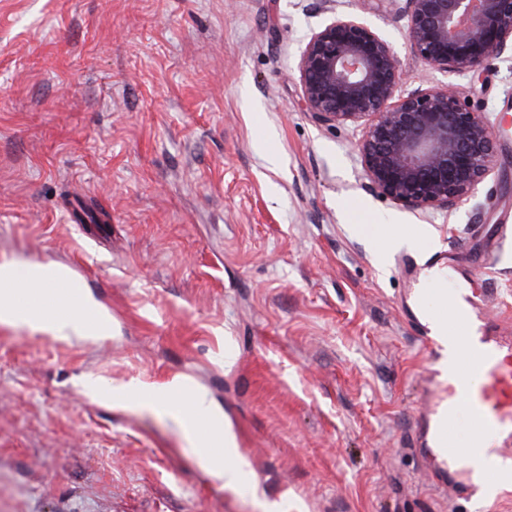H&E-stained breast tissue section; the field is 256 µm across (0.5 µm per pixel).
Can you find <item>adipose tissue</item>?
Masks as SVG:
<instances>
[{
    "mask_svg": "<svg viewBox=\"0 0 512 512\" xmlns=\"http://www.w3.org/2000/svg\"><path fill=\"white\" fill-rule=\"evenodd\" d=\"M0 330L96 342L111 336L112 313L68 264L1 255ZM86 389L108 406L163 412L176 421L190 445L202 449L205 476L222 488H238L246 462L237 435L223 407L189 377L178 375L151 385L133 380L107 394L90 380ZM199 414L208 421L203 432L195 422Z\"/></svg>",
    "mask_w": 512,
    "mask_h": 512,
    "instance_id": "adipose-tissue-1",
    "label": "adipose tissue"
}]
</instances>
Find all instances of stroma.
<instances>
[{
	"instance_id": "obj_1",
	"label": "stroma",
	"mask_w": 512,
	"mask_h": 512,
	"mask_svg": "<svg viewBox=\"0 0 512 512\" xmlns=\"http://www.w3.org/2000/svg\"><path fill=\"white\" fill-rule=\"evenodd\" d=\"M440 81L393 0H336ZM315 0H0V254L68 263L95 344L0 331V512H468L411 448L429 353L413 266L448 257L512 324V62L459 85L497 132L470 201L376 196L359 130L318 125L294 66ZM384 234L412 248L385 250ZM187 375L249 461L209 482L167 416L85 395Z\"/></svg>"
}]
</instances>
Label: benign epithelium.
Returning a JSON list of instances; mask_svg holds the SVG:
<instances>
[{
	"mask_svg": "<svg viewBox=\"0 0 512 512\" xmlns=\"http://www.w3.org/2000/svg\"><path fill=\"white\" fill-rule=\"evenodd\" d=\"M412 52L446 82L403 88L391 43L351 14L313 30L294 67L321 125L361 129L359 162L373 192L421 212H452L491 173L496 133L455 78L512 61V0H396Z\"/></svg>",
	"mask_w": 512,
	"mask_h": 512,
	"instance_id": "1",
	"label": "benign epithelium"
}]
</instances>
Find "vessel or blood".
Instances as JSON below:
<instances>
[{
	"instance_id": "obj_1",
	"label": "vessel or blood",
	"mask_w": 512,
	"mask_h": 512,
	"mask_svg": "<svg viewBox=\"0 0 512 512\" xmlns=\"http://www.w3.org/2000/svg\"><path fill=\"white\" fill-rule=\"evenodd\" d=\"M445 264L413 291L431 369L418 408L426 465L450 497L479 500L512 487V334L485 335L487 293L452 288Z\"/></svg>"
}]
</instances>
